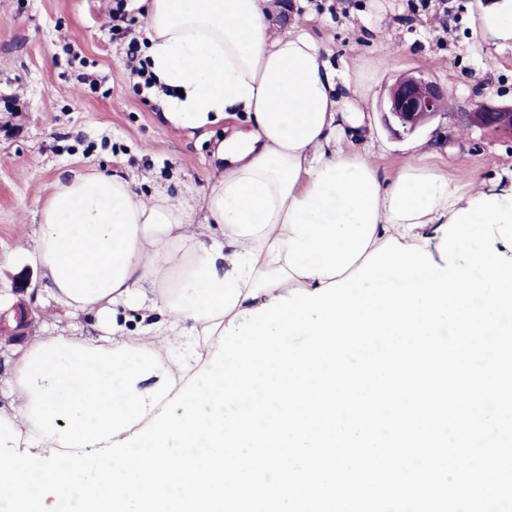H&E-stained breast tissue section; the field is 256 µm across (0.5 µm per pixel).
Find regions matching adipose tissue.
<instances>
[{
  "instance_id": "1",
  "label": "adipose tissue",
  "mask_w": 512,
  "mask_h": 512,
  "mask_svg": "<svg viewBox=\"0 0 512 512\" xmlns=\"http://www.w3.org/2000/svg\"><path fill=\"white\" fill-rule=\"evenodd\" d=\"M148 69L170 88L172 122L195 128L245 113L221 142L204 217L159 191L75 170L37 210L33 256L55 304L96 316L100 336H42L19 350L0 406L20 448L50 456L122 440L206 366L236 314L342 280L389 238L430 248L468 208L447 175L406 166L381 178L337 136L336 75L302 30L272 34L267 0H138ZM142 313L125 331L119 309Z\"/></svg>"
}]
</instances>
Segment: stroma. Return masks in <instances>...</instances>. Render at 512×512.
<instances>
[{
  "label": "stroma",
  "instance_id": "35a3bbf8",
  "mask_svg": "<svg viewBox=\"0 0 512 512\" xmlns=\"http://www.w3.org/2000/svg\"><path fill=\"white\" fill-rule=\"evenodd\" d=\"M270 0L274 30L305 26L342 78L368 93L361 142L385 177L407 163L435 168L459 192L512 186V138L461 126L459 113L487 98L512 104V41L483 30L486 14L512 0ZM113 0H0V299L30 273L38 291L35 335L94 336L93 319H57L32 255L35 213L57 180L93 167L126 180L141 196L159 190L201 219L217 141L247 130L245 118L201 128L172 123L154 92L136 88L129 42L111 29ZM420 70L445 86L441 113L411 134L387 128L381 97L401 75ZM88 75L78 84L79 75Z\"/></svg>",
  "mask_w": 512,
  "mask_h": 512
}]
</instances>
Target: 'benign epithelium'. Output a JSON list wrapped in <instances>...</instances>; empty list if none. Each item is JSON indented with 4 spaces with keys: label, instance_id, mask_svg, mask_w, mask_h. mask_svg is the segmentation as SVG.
Segmentation results:
<instances>
[{
    "label": "benign epithelium",
    "instance_id": "benign-epithelium-1",
    "mask_svg": "<svg viewBox=\"0 0 512 512\" xmlns=\"http://www.w3.org/2000/svg\"><path fill=\"white\" fill-rule=\"evenodd\" d=\"M446 95L444 86L420 71L404 75L387 89L384 120L391 128L413 133L443 109ZM460 117L469 128L512 132V105H499L482 99L474 104L472 111L460 113ZM30 286L28 274L18 275L12 288L17 300L7 309L0 306V327L9 332V339L0 346L1 350L25 343L40 315L23 299Z\"/></svg>",
    "mask_w": 512,
    "mask_h": 512
}]
</instances>
